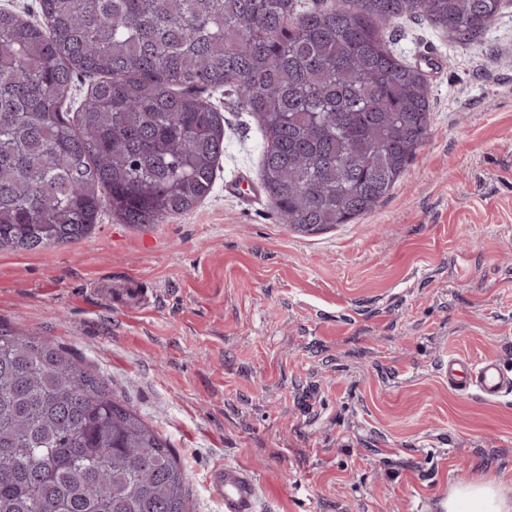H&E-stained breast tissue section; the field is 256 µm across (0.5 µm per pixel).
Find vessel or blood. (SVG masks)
<instances>
[{"label": "vessel or blood", "mask_w": 512, "mask_h": 512, "mask_svg": "<svg viewBox=\"0 0 512 512\" xmlns=\"http://www.w3.org/2000/svg\"><path fill=\"white\" fill-rule=\"evenodd\" d=\"M450 386L461 391H473L488 400H497L512 394V373L499 361L487 359L469 363L452 358L444 367ZM211 494L224 507V512H256L257 484L246 470L224 466L209 479Z\"/></svg>", "instance_id": "b4317fda"}]
</instances>
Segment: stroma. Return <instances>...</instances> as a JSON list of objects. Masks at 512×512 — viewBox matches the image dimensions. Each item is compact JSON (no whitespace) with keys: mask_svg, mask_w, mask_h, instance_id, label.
Listing matches in <instances>:
<instances>
[{"mask_svg":"<svg viewBox=\"0 0 512 512\" xmlns=\"http://www.w3.org/2000/svg\"><path fill=\"white\" fill-rule=\"evenodd\" d=\"M419 71L425 144L355 224H280L261 128L231 88L208 197L160 224L102 210L68 244L0 250V324L83 357L173 448L191 512H224L215 465L257 512H426L492 474L512 497V395L451 388L448 358L512 371V0L474 43L384 25ZM211 494L224 512H256L257 484L246 470L226 465L213 472L209 479Z\"/></svg>","mask_w":512,"mask_h":512,"instance_id":"obj_1","label":"stroma"}]
</instances>
